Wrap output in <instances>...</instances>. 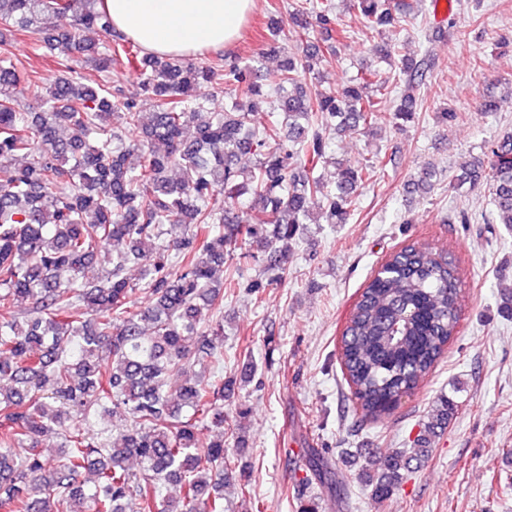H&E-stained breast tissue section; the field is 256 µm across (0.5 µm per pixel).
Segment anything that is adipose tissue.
I'll return each instance as SVG.
<instances>
[{"label":"adipose tissue","mask_w":512,"mask_h":512,"mask_svg":"<svg viewBox=\"0 0 512 512\" xmlns=\"http://www.w3.org/2000/svg\"><path fill=\"white\" fill-rule=\"evenodd\" d=\"M255 0H103L113 27L156 55L231 45Z\"/></svg>","instance_id":"1"}]
</instances>
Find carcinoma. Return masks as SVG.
<instances>
[{
    "instance_id": "cac0c4a2",
    "label": "carcinoma",
    "mask_w": 512,
    "mask_h": 512,
    "mask_svg": "<svg viewBox=\"0 0 512 512\" xmlns=\"http://www.w3.org/2000/svg\"><path fill=\"white\" fill-rule=\"evenodd\" d=\"M100 0H0V512H224L233 469L224 435V393L232 381L207 374L224 357L223 319L204 326L203 311L221 313L217 268L234 259H263L280 280V257L313 214L343 223L359 188L379 163H336V183L316 176L332 162L327 135L389 121L415 122L416 83L435 59L401 56L396 68L374 69L337 88L323 87L314 33L336 32L328 0H297L272 27L266 54L306 38L303 55L274 73L247 59L220 67L143 52L113 34ZM373 51L389 60L399 45L384 36L397 22L391 0H349ZM42 15L70 27L41 34L36 49L55 58L62 75L47 83L26 75L30 103L13 94L20 73L7 36L28 31ZM114 39L100 50L94 35ZM141 72L139 90L84 82L86 64L109 73L117 63ZM225 82L234 98L211 112L197 91ZM153 102L142 111L137 98ZM264 113L259 125L253 118ZM123 119L136 138L109 126ZM193 128L194 136H186ZM72 131L70 137L64 130ZM161 141L158 151L152 142ZM462 181L490 182L494 220L512 230V133L479 159L462 163ZM52 196L47 210L43 200ZM144 270L148 301H135L130 265ZM106 268L90 280L98 257ZM461 269L445 250L408 244L381 265L362 290L340 339L341 369L356 408L378 418L394 410L431 374L457 333ZM31 304L19 317L16 304ZM195 365V379L171 377ZM112 405L130 427L120 443L94 428ZM458 405L434 402L412 448L379 449L364 479L372 496L395 492L429 435L446 428ZM76 417L83 424H73ZM56 432L63 456L43 459V437ZM136 459L134 473L126 461ZM91 470L94 480L81 479ZM172 482L176 497L162 495Z\"/></svg>"
}]
</instances>
